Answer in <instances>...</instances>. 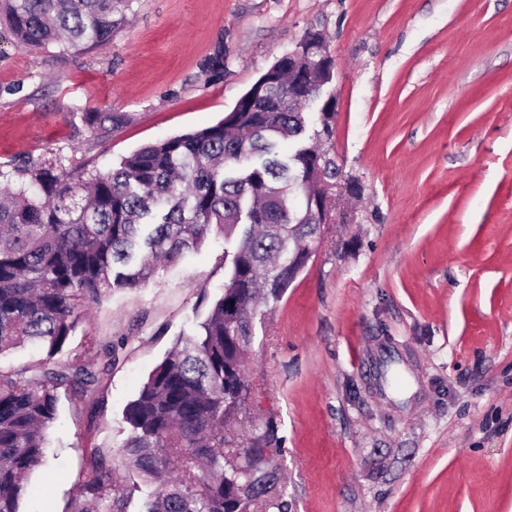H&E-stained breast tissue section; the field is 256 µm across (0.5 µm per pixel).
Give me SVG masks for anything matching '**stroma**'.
Here are the masks:
<instances>
[{
	"instance_id": "1",
	"label": "stroma",
	"mask_w": 512,
	"mask_h": 512,
	"mask_svg": "<svg viewBox=\"0 0 512 512\" xmlns=\"http://www.w3.org/2000/svg\"><path fill=\"white\" fill-rule=\"evenodd\" d=\"M84 53L0 32V162L99 169L216 124L308 30L336 68L319 114L356 182L306 269L260 306L234 434L274 422L288 512H512V0H129ZM224 49V77L204 65ZM128 124L98 140L73 111ZM224 291V236L91 304L71 355L115 361L104 391L61 393L23 512H68L100 452L125 477L123 409ZM400 368L401 394L385 374Z\"/></svg>"
}]
</instances>
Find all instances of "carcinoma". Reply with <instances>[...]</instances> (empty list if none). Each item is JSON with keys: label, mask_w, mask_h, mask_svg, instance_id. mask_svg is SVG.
I'll return each mask as SVG.
<instances>
[{"label": "carcinoma", "mask_w": 512, "mask_h": 512, "mask_svg": "<svg viewBox=\"0 0 512 512\" xmlns=\"http://www.w3.org/2000/svg\"><path fill=\"white\" fill-rule=\"evenodd\" d=\"M127 0H0V25L26 49L89 51L112 38ZM208 79L224 76L215 48ZM98 138L128 121L78 110ZM309 117L288 107V56L273 64L218 123L144 146L106 171L63 158L0 165V356L33 345L42 357L0 365V512H21L27 479L46 462L59 389L85 397L100 373L62 358L86 304L138 288L159 267L224 235V292L193 333L148 375L123 411V457L137 480L118 485L112 461H89L69 512H287L280 451L267 423L233 448L249 387L242 373L260 289L277 300L312 257L323 227L307 209L336 186L338 168L308 144Z\"/></svg>", "instance_id": "cac0c4a2"}]
</instances>
